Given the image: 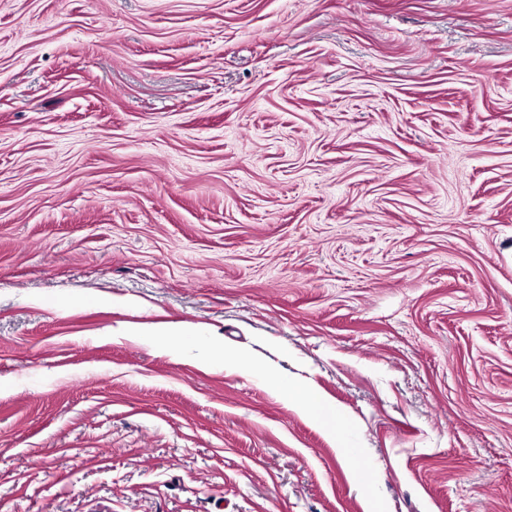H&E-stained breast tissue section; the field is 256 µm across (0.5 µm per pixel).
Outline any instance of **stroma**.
<instances>
[{"mask_svg": "<svg viewBox=\"0 0 512 512\" xmlns=\"http://www.w3.org/2000/svg\"><path fill=\"white\" fill-rule=\"evenodd\" d=\"M0 512H512V0H0ZM291 401L298 404L309 415L328 424L336 415V408L314 387L300 382L288 384V388L278 387Z\"/></svg>", "mask_w": 512, "mask_h": 512, "instance_id": "1", "label": "stroma"}]
</instances>
